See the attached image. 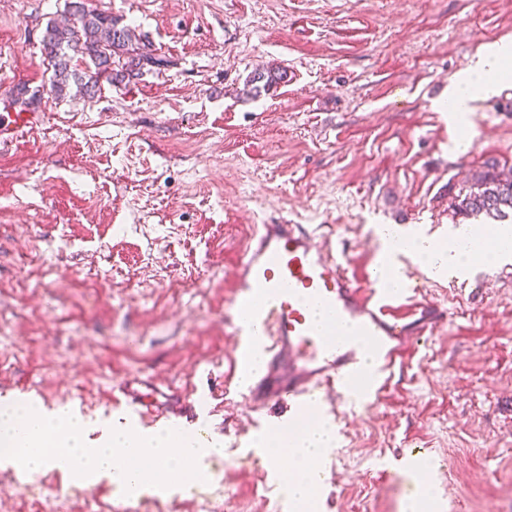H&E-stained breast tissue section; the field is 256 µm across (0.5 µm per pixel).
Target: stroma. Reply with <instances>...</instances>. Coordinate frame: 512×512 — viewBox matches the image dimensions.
I'll use <instances>...</instances> for the list:
<instances>
[{
    "label": "stroma",
    "instance_id": "35a3bbf8",
    "mask_svg": "<svg viewBox=\"0 0 512 512\" xmlns=\"http://www.w3.org/2000/svg\"><path fill=\"white\" fill-rule=\"evenodd\" d=\"M168 66L94 96L45 98L38 126L0 148V399L39 386L85 400L90 439L113 423L112 385L174 394L185 433L223 440L191 493L129 505L71 487L66 512H293L245 460L249 409L221 401L233 270L257 225L323 234L361 276L369 232L447 238L495 230L455 202L485 164L512 174V78L457 128L437 104L485 46L512 41V0H90ZM65 0H0V113L51 73L41 39ZM283 78L254 96L255 73ZM448 319L412 347L373 403L329 418L336 481L311 512H405L409 480L380 478L420 448L424 512H512V265L455 283L416 263ZM60 472L0 469V512H45Z\"/></svg>",
    "mask_w": 512,
    "mask_h": 512
}]
</instances>
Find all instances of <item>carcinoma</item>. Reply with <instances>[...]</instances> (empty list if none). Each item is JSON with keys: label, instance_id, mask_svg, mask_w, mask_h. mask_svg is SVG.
Masks as SVG:
<instances>
[{"label": "carcinoma", "instance_id": "cac0c4a2", "mask_svg": "<svg viewBox=\"0 0 512 512\" xmlns=\"http://www.w3.org/2000/svg\"><path fill=\"white\" fill-rule=\"evenodd\" d=\"M64 21L47 24L42 47L48 68L49 86L29 91L17 89L15 102L29 107L47 94L61 98L70 85L76 94L90 96L101 90L100 83L126 76H138L147 67L161 68L168 61L147 46L135 45L134 29L120 25L112 16L90 8L84 0H70ZM464 217L485 215L494 221L512 219V178L495 167L472 174L468 190L456 204Z\"/></svg>", "mask_w": 512, "mask_h": 512}]
</instances>
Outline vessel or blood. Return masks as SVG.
Segmentation results:
<instances>
[{
    "instance_id": "vessel-or-blood-1",
    "label": "vessel or blood",
    "mask_w": 512,
    "mask_h": 512,
    "mask_svg": "<svg viewBox=\"0 0 512 512\" xmlns=\"http://www.w3.org/2000/svg\"><path fill=\"white\" fill-rule=\"evenodd\" d=\"M33 112L0 113V146L34 128ZM347 274L331 246L305 225H259L236 268L235 357L226 388L289 429L303 413L334 410L352 394L369 399L396 361L446 321L437 303ZM113 408L138 428L156 410L131 382L113 385Z\"/></svg>"
}]
</instances>
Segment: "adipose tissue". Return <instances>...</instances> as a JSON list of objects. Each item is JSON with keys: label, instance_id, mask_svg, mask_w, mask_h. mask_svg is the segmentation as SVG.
Wrapping results in <instances>:
<instances>
[{"label": "adipose tissue", "instance_id": "1", "mask_svg": "<svg viewBox=\"0 0 512 512\" xmlns=\"http://www.w3.org/2000/svg\"><path fill=\"white\" fill-rule=\"evenodd\" d=\"M512 73V43L502 41L480 51L468 75L452 82L448 87V116L459 121L461 112L467 111L472 99L479 95L489 96L496 92L498 83L491 80V73ZM476 242L474 230L460 226L451 241L442 243L432 238L415 235L409 238L390 237L386 242L388 251L406 249L408 255L433 275H442L466 266L464 257L469 246ZM335 434L332 428L317 422L300 428L296 433L276 430L262 435L255 444L260 458L290 456L297 461L298 468L288 483V499L292 505L310 503L321 483L320 462L332 448Z\"/></svg>", "mask_w": 512, "mask_h": 512}]
</instances>
